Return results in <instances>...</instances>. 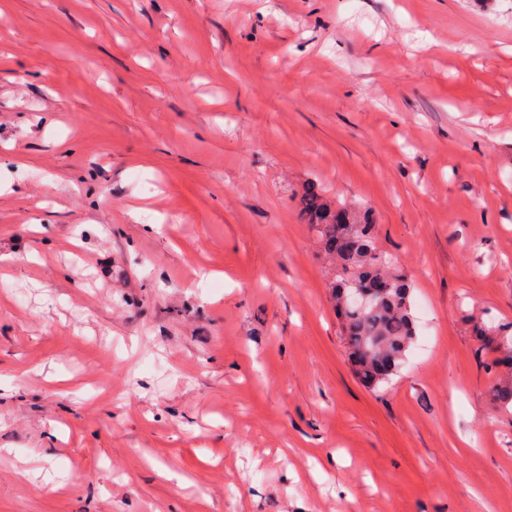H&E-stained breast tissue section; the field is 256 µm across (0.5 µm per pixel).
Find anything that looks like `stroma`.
Returning <instances> with one entry per match:
<instances>
[{
  "label": "stroma",
  "mask_w": 512,
  "mask_h": 512,
  "mask_svg": "<svg viewBox=\"0 0 512 512\" xmlns=\"http://www.w3.org/2000/svg\"><path fill=\"white\" fill-rule=\"evenodd\" d=\"M372 209L378 388L302 183ZM512 0H0V512H512ZM300 215L316 229L326 254L339 267L332 300L342 320L344 339L355 372L368 387L387 383L405 361L416 335L411 308V285L404 275L390 273V258L380 252L368 214L330 200L321 189L306 188L300 197ZM379 282L374 299L356 307L344 298L369 282ZM385 371H382V368Z\"/></svg>",
  "instance_id": "stroma-1"
}]
</instances>
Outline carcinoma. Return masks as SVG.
Listing matches in <instances>:
<instances>
[{
    "instance_id": "cac0c4a2",
    "label": "carcinoma",
    "mask_w": 512,
    "mask_h": 512,
    "mask_svg": "<svg viewBox=\"0 0 512 512\" xmlns=\"http://www.w3.org/2000/svg\"><path fill=\"white\" fill-rule=\"evenodd\" d=\"M300 215L316 229L325 253L340 267L339 279L332 284L333 304L357 376L376 388L397 373L416 335L411 285L404 275L387 271L390 258L378 250L368 214L309 187L300 197ZM373 281L380 288L372 303L341 308L350 292Z\"/></svg>"
}]
</instances>
